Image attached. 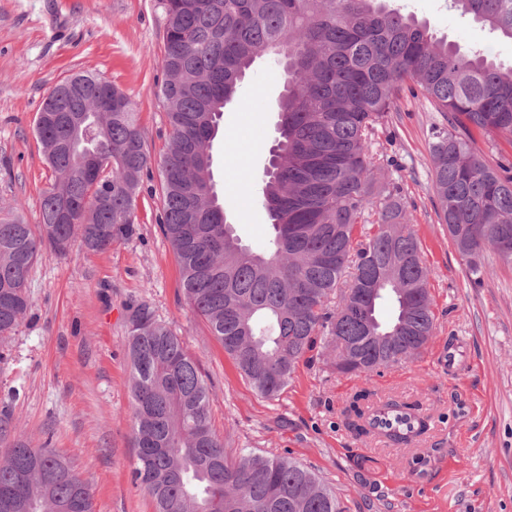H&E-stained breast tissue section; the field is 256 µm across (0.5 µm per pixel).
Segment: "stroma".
<instances>
[{
    "instance_id": "35a3bbf8",
    "label": "stroma",
    "mask_w": 512,
    "mask_h": 512,
    "mask_svg": "<svg viewBox=\"0 0 512 512\" xmlns=\"http://www.w3.org/2000/svg\"><path fill=\"white\" fill-rule=\"evenodd\" d=\"M427 20L460 52L486 46L512 67V40L449 9L447 0H390ZM165 13L160 0H0V216L40 221L55 176L35 133L50 90L89 71L130 99L152 159L170 129L158 92ZM281 70L257 59L227 105L213 145L224 212L242 244L260 252L271 229L261 205L263 169L277 136ZM425 97L405 96L379 125L385 158L378 186L398 184L407 219L431 270L437 329L423 353L379 373H337L316 345L279 399L259 395L194 315L178 260L164 237L160 172L151 167L137 200V232L108 251L73 245L44 253L28 282L32 307L0 363V414L16 435L49 442L88 484L94 512H154L132 483L128 315L144 303L180 336L210 390L211 421L229 452L289 456L335 487L348 512H512V265L485 255L473 278L441 224L430 151L448 130ZM420 400L432 423L418 449L361 438L347 425L351 397Z\"/></svg>"
}]
</instances>
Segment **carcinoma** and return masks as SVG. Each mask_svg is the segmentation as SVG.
I'll list each match as a JSON object with an SVG mask.
<instances>
[{
	"mask_svg": "<svg viewBox=\"0 0 512 512\" xmlns=\"http://www.w3.org/2000/svg\"><path fill=\"white\" fill-rule=\"evenodd\" d=\"M165 13L159 97L171 129L160 156V225L180 265L192 312L237 369L275 400L321 336L345 341L336 370L357 375L421 354L434 335L429 270L406 224V201L375 192L382 155L377 126L407 92L422 94L451 129L431 145L437 213L471 274L485 253L512 264V176L489 166L477 137L512 146V68L483 48L460 55L427 23L388 0H161ZM449 7L512 39V0H450ZM288 77L279 101L277 164L265 172L269 247H244L227 223L213 178L212 142L256 59ZM79 82L71 94L67 84ZM104 79L78 72L57 84L41 111L80 114L101 99ZM64 124L39 141L57 178L41 202L39 233L0 218V346L25 317L30 272L42 248L68 254L76 241L104 252L136 234L137 198L152 158L138 115L112 87V111L93 112L67 142ZM112 161L98 185L82 175V149ZM73 208L75 222H58ZM391 301L393 317L376 309ZM335 308H330L331 302ZM130 420L138 448L133 481L155 512H348L335 488L285 456L246 448L232 459L214 431L210 391L183 341L145 306L128 317ZM370 393L353 396L349 426L377 437ZM382 438L409 445L429 429L414 405L382 404ZM0 512H93L70 459L17 441L0 461Z\"/></svg>",
	"mask_w": 512,
	"mask_h": 512,
	"instance_id": "1",
	"label": "carcinoma"
}]
</instances>
